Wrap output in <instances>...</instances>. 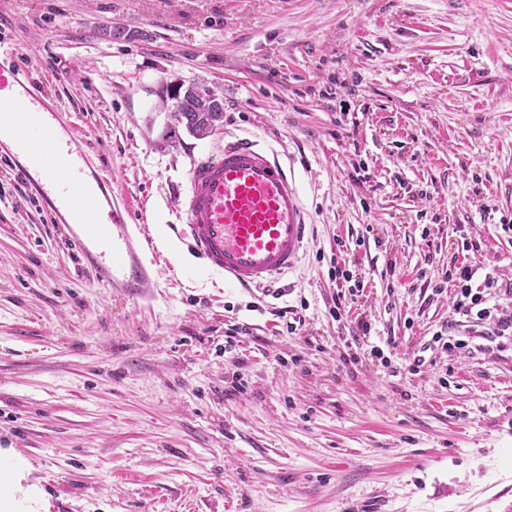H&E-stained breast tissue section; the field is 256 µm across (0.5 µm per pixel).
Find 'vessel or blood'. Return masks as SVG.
Segmentation results:
<instances>
[{
  "label": "vessel or blood",
  "mask_w": 512,
  "mask_h": 512,
  "mask_svg": "<svg viewBox=\"0 0 512 512\" xmlns=\"http://www.w3.org/2000/svg\"><path fill=\"white\" fill-rule=\"evenodd\" d=\"M4 107L21 109L23 122L0 118V158L16 168L54 223L107 209L109 222L101 231L78 228L72 241L99 282L132 297L142 295L153 279L136 253L139 239L127 203L111 181L94 174L72 124L20 65H0ZM28 124L40 129L41 139L26 134ZM179 218L178 236H189L208 266L241 288L270 286L292 270L311 229L291 170L248 138L193 160Z\"/></svg>",
  "instance_id": "obj_1"
}]
</instances>
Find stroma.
<instances>
[{
    "mask_svg": "<svg viewBox=\"0 0 512 512\" xmlns=\"http://www.w3.org/2000/svg\"><path fill=\"white\" fill-rule=\"evenodd\" d=\"M0 39L159 271L104 287L0 162V448L45 512H497L512 339L434 286L482 242L512 314V0H0ZM192 83L224 99L202 139L171 112ZM238 138L310 214L275 297L171 230L191 159ZM337 264L363 283L338 315Z\"/></svg>",
    "mask_w": 512,
    "mask_h": 512,
    "instance_id": "35a3bbf8",
    "label": "stroma"
}]
</instances>
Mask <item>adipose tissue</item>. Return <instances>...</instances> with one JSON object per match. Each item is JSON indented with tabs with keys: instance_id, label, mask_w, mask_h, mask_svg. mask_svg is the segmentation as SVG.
<instances>
[{
	"instance_id": "ef3b65f1",
	"label": "adipose tissue",
	"mask_w": 512,
	"mask_h": 512,
	"mask_svg": "<svg viewBox=\"0 0 512 512\" xmlns=\"http://www.w3.org/2000/svg\"><path fill=\"white\" fill-rule=\"evenodd\" d=\"M30 471L27 459L0 448V512H41L42 492L29 482Z\"/></svg>"
}]
</instances>
